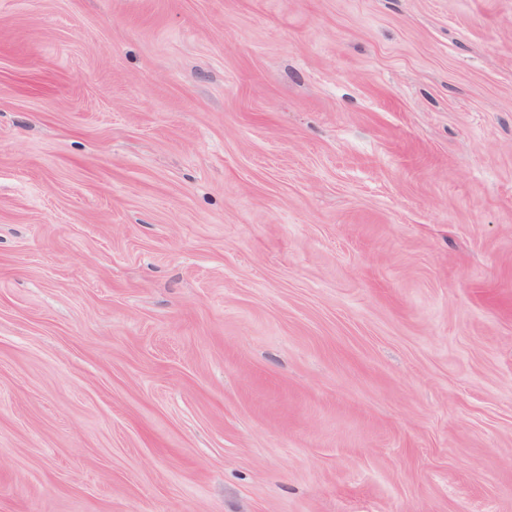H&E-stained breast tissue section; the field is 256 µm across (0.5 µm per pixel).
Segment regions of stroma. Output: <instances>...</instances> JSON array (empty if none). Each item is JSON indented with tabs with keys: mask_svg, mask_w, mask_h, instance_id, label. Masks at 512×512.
Listing matches in <instances>:
<instances>
[{
	"mask_svg": "<svg viewBox=\"0 0 512 512\" xmlns=\"http://www.w3.org/2000/svg\"><path fill=\"white\" fill-rule=\"evenodd\" d=\"M0 512H512V0H0Z\"/></svg>",
	"mask_w": 512,
	"mask_h": 512,
	"instance_id": "stroma-1",
	"label": "stroma"
}]
</instances>
